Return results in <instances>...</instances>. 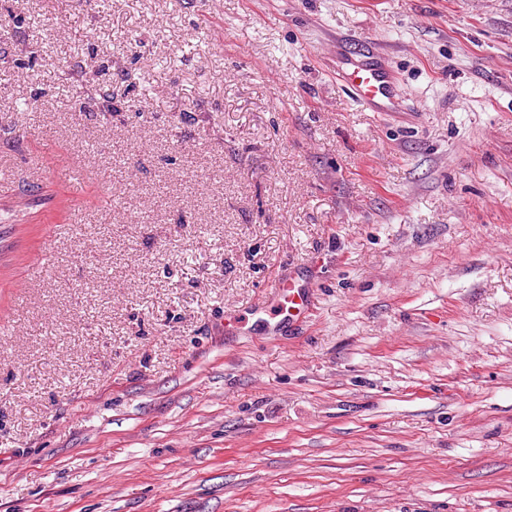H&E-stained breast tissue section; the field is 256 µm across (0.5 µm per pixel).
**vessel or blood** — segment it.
<instances>
[{"label":"vessel or blood","instance_id":"1","mask_svg":"<svg viewBox=\"0 0 512 512\" xmlns=\"http://www.w3.org/2000/svg\"><path fill=\"white\" fill-rule=\"evenodd\" d=\"M340 75L353 89L356 98L371 111L396 112L400 109L399 98L389 69L380 59H345ZM276 292L266 312L267 326L278 332L281 325L306 316L310 311L309 295L303 284L291 277L279 278Z\"/></svg>","mask_w":512,"mask_h":512}]
</instances>
